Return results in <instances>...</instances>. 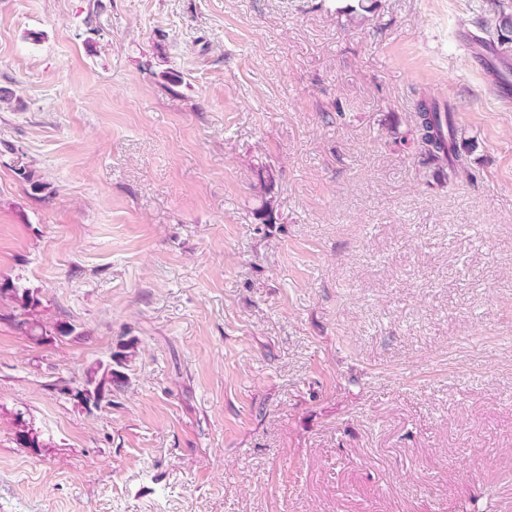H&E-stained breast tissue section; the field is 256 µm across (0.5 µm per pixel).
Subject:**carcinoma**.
Instances as JSON below:
<instances>
[{
    "instance_id": "obj_1",
    "label": "carcinoma",
    "mask_w": 512,
    "mask_h": 512,
    "mask_svg": "<svg viewBox=\"0 0 512 512\" xmlns=\"http://www.w3.org/2000/svg\"><path fill=\"white\" fill-rule=\"evenodd\" d=\"M499 40L502 44L512 43V13L499 9ZM450 107L440 105L437 101L420 98L416 102V128L414 141L418 155L438 169L448 168L453 176L472 177L461 158L457 145ZM16 173L29 185L32 191L39 193L47 184L35 174L24 162H19ZM8 305L16 311L13 318L16 324L37 343L49 341L54 336H68L74 328L66 322L49 323L41 317V301L35 292L10 279L0 280V305ZM130 357L129 347L124 351L110 354L108 360L98 361L86 369L79 385L61 389L88 412L102 408V404L111 403L112 389L121 388L128 382L125 369ZM15 441L24 448H43L44 441L39 432L29 424L22 415L16 416Z\"/></svg>"
}]
</instances>
